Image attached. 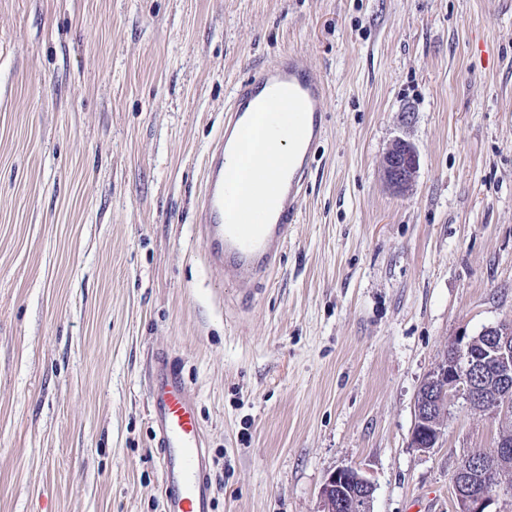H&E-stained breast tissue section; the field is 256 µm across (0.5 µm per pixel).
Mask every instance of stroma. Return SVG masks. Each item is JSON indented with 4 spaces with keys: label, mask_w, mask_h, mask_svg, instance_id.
Here are the masks:
<instances>
[{
    "label": "stroma",
    "mask_w": 512,
    "mask_h": 512,
    "mask_svg": "<svg viewBox=\"0 0 512 512\" xmlns=\"http://www.w3.org/2000/svg\"><path fill=\"white\" fill-rule=\"evenodd\" d=\"M302 52L330 87L303 209L249 302L196 223L232 87ZM420 168L386 183L396 138ZM512 320V0H0V512H164L148 380L185 377L213 512H455L498 422L452 399V340ZM381 169L393 191L407 194L413 190L419 171V154L409 141L398 138L384 154ZM374 495L372 483L355 467L344 466L334 470L320 490V512H352L371 505Z\"/></svg>",
    "instance_id": "stroma-1"
}]
</instances>
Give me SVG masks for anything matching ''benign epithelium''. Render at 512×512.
Wrapping results in <instances>:
<instances>
[{"mask_svg": "<svg viewBox=\"0 0 512 512\" xmlns=\"http://www.w3.org/2000/svg\"><path fill=\"white\" fill-rule=\"evenodd\" d=\"M381 169L393 191L407 194L413 190L419 171V154L409 141L398 138L384 154ZM483 349L495 352L498 366L491 370L486 360L472 351L471 336L454 341L455 354L437 364L422 380L415 404V425L427 440L411 434V443L423 452L431 450L444 434V417L436 409L445 399L461 398L470 407L483 411L493 406L505 419L512 415V326L505 322L483 328ZM512 454V443L500 441L492 457L465 456L453 473L452 485L456 512H491L500 494H512V478L494 483L484 481L497 458ZM374 495L372 483L355 467L334 470L320 490V512H346L369 505Z\"/></svg>", "mask_w": 512, "mask_h": 512, "instance_id": "1", "label": "benign epithelium"}]
</instances>
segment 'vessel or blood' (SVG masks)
Segmentation results:
<instances>
[{
	"label": "vessel or blood",
	"instance_id": "vessel-or-blood-1",
	"mask_svg": "<svg viewBox=\"0 0 512 512\" xmlns=\"http://www.w3.org/2000/svg\"><path fill=\"white\" fill-rule=\"evenodd\" d=\"M328 93L322 73L291 50L273 63L254 66L224 109V136L208 153L197 219L209 264L238 282L242 295L251 294L255 280L276 267L288 246L312 168V149L325 137ZM272 101L287 107L294 148L271 168L269 186L261 190L251 174L260 163ZM231 152L245 162L235 178L224 169ZM148 403L164 512H212L210 459L196 402L165 359L155 365Z\"/></svg>",
	"mask_w": 512,
	"mask_h": 512
}]
</instances>
